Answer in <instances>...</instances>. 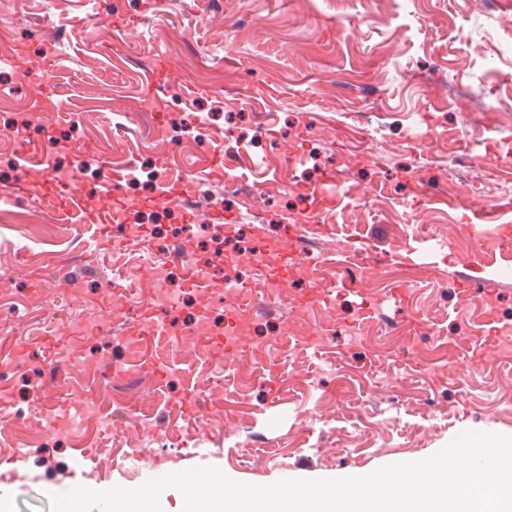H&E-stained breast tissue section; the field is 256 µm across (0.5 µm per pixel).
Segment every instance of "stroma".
<instances>
[{
  "label": "stroma",
  "instance_id": "stroma-1",
  "mask_svg": "<svg viewBox=\"0 0 512 512\" xmlns=\"http://www.w3.org/2000/svg\"><path fill=\"white\" fill-rule=\"evenodd\" d=\"M0 188L17 179L27 201L8 224L64 222L57 185L22 172L38 143L73 171L96 247L75 257L0 246V458L21 451L11 512H50L48 494L75 480L136 488L159 470L213 466L266 485L291 478L361 476L398 460L430 457L460 432L512 434V341L485 349L512 325V259L475 263L456 224L475 202L512 194V7L503 0H0ZM52 58L49 100L28 74ZM170 66L154 98L142 95L150 67ZM202 115L205 133L181 135ZM259 159L235 192L210 168L212 151ZM142 171L119 199L101 186L105 161ZM194 181L197 203H157L147 171ZM126 203L130 225L107 212ZM209 225L184 229L185 217ZM302 226L310 256L292 262L275 300L239 319L232 360L209 325L224 321L220 283L186 287L185 262L205 260L256 284L246 243L287 252L283 228ZM152 240L157 261L135 268L137 296L112 288L111 268ZM443 243L435 252V243ZM384 253L383 268L356 267L353 250ZM411 261H404L406 251ZM360 296L303 307L299 299L344 267ZM405 290L403 307L390 297ZM179 299L173 357L130 350V330L156 299ZM378 302L372 330L359 329L360 297ZM315 338L314 353L284 337ZM137 346V345H136ZM276 364L275 385L263 381ZM474 365L465 382L449 366ZM136 378L128 395L118 385ZM199 407L186 410L188 392ZM99 398V421L81 441L38 435L41 415L70 399ZM107 437H100L101 422ZM169 433L164 448H136V428ZM90 476L79 478L81 449ZM193 461H185L189 450Z\"/></svg>",
  "mask_w": 512,
  "mask_h": 512
}]
</instances>
